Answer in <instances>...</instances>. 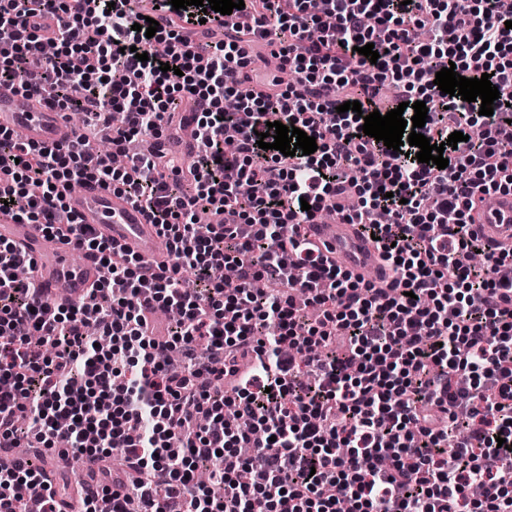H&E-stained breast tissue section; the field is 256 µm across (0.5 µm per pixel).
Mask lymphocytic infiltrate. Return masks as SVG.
<instances>
[{"label": "lymphocytic infiltrate", "mask_w": 512, "mask_h": 512, "mask_svg": "<svg viewBox=\"0 0 512 512\" xmlns=\"http://www.w3.org/2000/svg\"><path fill=\"white\" fill-rule=\"evenodd\" d=\"M77 2L0 0V81L90 122L122 112L118 148L161 136L188 93L204 103L201 146L187 193L155 153L117 169L83 133L37 147L0 130V160L15 163L0 217L74 238L107 270L85 302L52 307L24 274L25 252L0 241V451L32 439L49 449L63 435L88 460L120 453L121 471L80 487L84 512H99L103 492L110 512L137 501L150 512H512V278L498 274L512 250L473 230L485 198L512 193V140L500 135L512 120V0H244L250 27L186 50L179 32L134 31L145 16L125 0H93L87 15ZM44 17L57 20L48 38ZM245 39L276 47L296 84L257 73ZM369 43L377 62L358 52ZM451 63L468 78L490 74L493 115L441 93L434 80ZM242 85L249 95L225 111ZM386 87L404 119L425 102L422 132L444 144L446 168L363 134ZM354 100L360 112H339ZM274 121L315 137L317 151L259 148ZM456 131L466 139L452 149ZM89 181L149 215L168 264L58 223L72 187ZM329 207L378 237L391 287L324 255L309 230ZM204 209L224 222L202 234ZM226 265L235 287L213 276ZM186 269L194 288L180 278ZM263 279L280 290L256 293ZM148 302L179 310L166 335L150 332ZM90 313L109 348L87 335ZM31 335L53 353L32 349ZM173 352L177 370L166 366ZM217 457L219 497L195 479ZM65 506L29 458L0 461V512Z\"/></svg>", "instance_id": "f902f5d3"}]
</instances>
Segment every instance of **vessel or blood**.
<instances>
[{
  "label": "vessel or blood",
  "mask_w": 512,
  "mask_h": 512,
  "mask_svg": "<svg viewBox=\"0 0 512 512\" xmlns=\"http://www.w3.org/2000/svg\"><path fill=\"white\" fill-rule=\"evenodd\" d=\"M181 118L175 137L155 139L154 147L161 153L177 152L189 159L199 147L195 114L188 111ZM0 128L24 131L27 142L37 146L62 142L66 132L62 113L6 83H0ZM67 210L76 223L90 225L114 247L145 259L161 260L167 255L158 227L125 196L90 183L68 196ZM476 229L495 243L512 245V195L498 197L493 209L483 211ZM311 231L331 257L355 275L377 286L389 283V275L382 272L380 250L361 234L358 225L339 220L313 224ZM0 238L22 247L33 259L34 275L48 304H58L63 298L81 302L89 286L100 278L102 265L97 256L76 255L70 244H51L39 225L12 220L0 224Z\"/></svg>",
  "instance_id": "vessel-or-blood-1"
}]
</instances>
